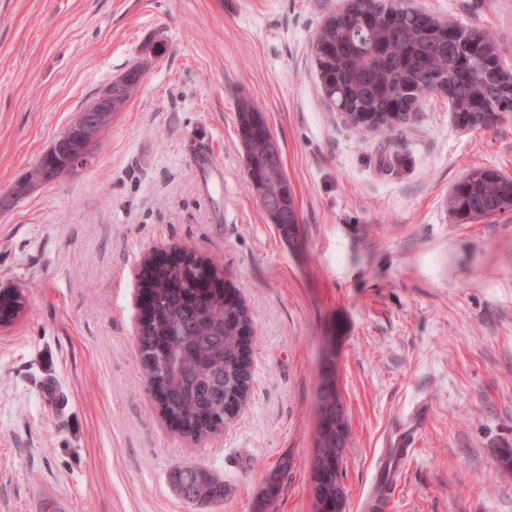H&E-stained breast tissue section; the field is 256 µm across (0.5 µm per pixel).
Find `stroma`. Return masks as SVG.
Listing matches in <instances>:
<instances>
[{
	"label": "stroma",
	"instance_id": "stroma-1",
	"mask_svg": "<svg viewBox=\"0 0 512 512\" xmlns=\"http://www.w3.org/2000/svg\"><path fill=\"white\" fill-rule=\"evenodd\" d=\"M346 0H0V512H251L288 461L276 512H315L319 366L338 337L346 512L377 453L416 447L388 512H512V212L459 223L453 185L512 177V118L456 128L447 97L391 136L326 99L315 34ZM488 33L512 68V0H406ZM141 87L70 175L15 195L111 80ZM265 114L295 194L286 244L248 185L236 104ZM221 263L253 312L251 392L199 443L162 420L138 361L140 262L172 247ZM224 505H191L175 465ZM170 479L189 503L213 506L224 503V482L206 467L188 463L178 465L171 471Z\"/></svg>",
	"mask_w": 512,
	"mask_h": 512
}]
</instances>
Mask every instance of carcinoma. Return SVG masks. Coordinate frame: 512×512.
Returning <instances> with one entry per match:
<instances>
[{
	"label": "carcinoma",
	"instance_id": "carcinoma-1",
	"mask_svg": "<svg viewBox=\"0 0 512 512\" xmlns=\"http://www.w3.org/2000/svg\"><path fill=\"white\" fill-rule=\"evenodd\" d=\"M367 28L340 11L328 16L316 35L315 56L323 91L336 111L349 112V124L383 135L413 121L427 98L446 94L454 122L467 126L498 125L512 114V71L488 67L485 55L498 53L486 33L448 42L436 33L440 20L393 0H358ZM140 83L129 79L114 87L128 102ZM260 109L247 97L237 102V131L249 182L263 211L272 197L283 203L276 224L288 243H298L295 196L283 164L271 163L278 146ZM449 206L461 221L485 220L512 211V177L492 167L474 170L457 182ZM190 262L201 259L186 255ZM219 282V290L201 292L196 281L173 265L147 255L140 276L145 284L148 315L141 320L137 344L149 388L162 415L180 434L200 441L232 419L248 400L252 380L253 323L248 306L224 295L223 271L210 258L201 260ZM323 358L319 412L324 421L316 440L311 492L315 512H345L346 450L350 424L337 387L336 338L328 337ZM288 472V461L266 474L252 512H272ZM170 479L181 497L192 504L224 503V481L197 464L173 468Z\"/></svg>",
	"mask_w": 512,
	"mask_h": 512
}]
</instances>
